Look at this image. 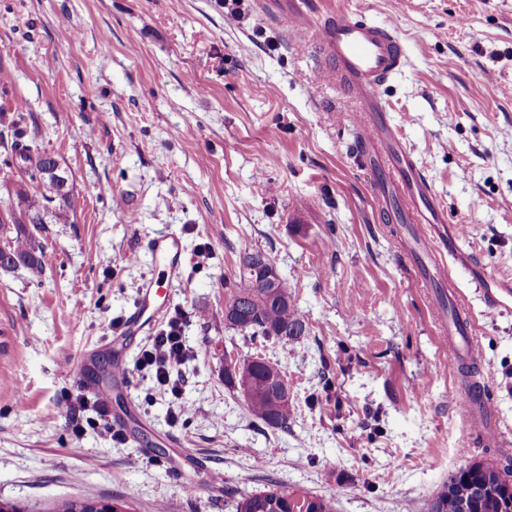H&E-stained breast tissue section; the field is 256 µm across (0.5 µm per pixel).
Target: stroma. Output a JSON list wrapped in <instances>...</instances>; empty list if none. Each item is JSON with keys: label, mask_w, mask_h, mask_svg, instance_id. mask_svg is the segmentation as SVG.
<instances>
[{"label": "stroma", "mask_w": 512, "mask_h": 512, "mask_svg": "<svg viewBox=\"0 0 512 512\" xmlns=\"http://www.w3.org/2000/svg\"><path fill=\"white\" fill-rule=\"evenodd\" d=\"M391 26L407 63L380 95L413 150L469 266L427 276L405 226L377 198L361 156L360 104L317 45L242 0H0V112L65 170L76 206L48 215L45 272L0 269V500L53 512L72 498H129L132 512H236L273 486L333 499L336 512H425L451 471L506 464L465 450L459 392L475 377L512 441V301L489 311L479 276L512 280V0H305ZM508 88L491 94L486 76ZM176 231L183 273L168 312L198 351L173 373L181 400L147 393L148 336L116 323ZM211 258L197 265L195 254ZM267 254L310 332L251 340L224 325L243 253ZM463 298L477 370L440 341L439 300ZM263 355L294 391L288 430L255 422L224 361ZM109 389L123 439L77 395ZM187 411L178 421V406ZM221 486H213V475Z\"/></svg>", "instance_id": "obj_1"}]
</instances>
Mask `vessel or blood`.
Instances as JSON below:
<instances>
[{
    "instance_id": "b4317fda",
    "label": "vessel or blood",
    "mask_w": 512,
    "mask_h": 512,
    "mask_svg": "<svg viewBox=\"0 0 512 512\" xmlns=\"http://www.w3.org/2000/svg\"><path fill=\"white\" fill-rule=\"evenodd\" d=\"M290 37L318 45L323 62L337 85L362 104L358 122L362 156L368 163L375 188L385 183L398 187L400 206L416 224H441L445 218L436 206L432 190L417 167L397 131L390 125L379 96L383 82L400 70L405 49L390 26L371 23L339 13L321 24H313L296 0H290L281 14ZM152 251L158 268L157 278L146 281L135 309L119 328L120 335L144 334L159 324L165 314L153 289L155 281H175L183 267L182 237L170 232L155 238ZM457 316L443 325L441 340L455 358L477 359L480 341L465 303L455 305ZM465 411L464 426L469 445H503L504 439L488 414V404L479 390L468 389L460 398Z\"/></svg>"
}]
</instances>
